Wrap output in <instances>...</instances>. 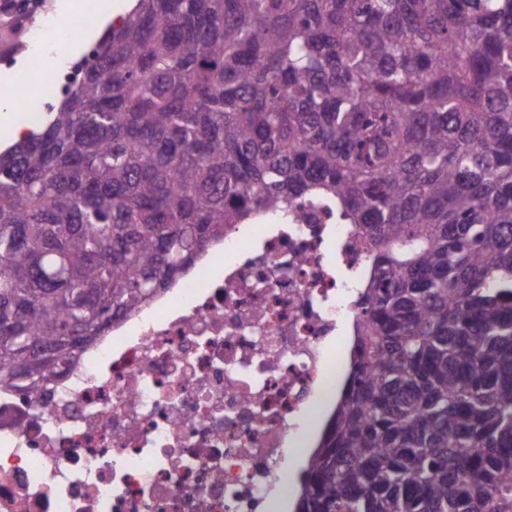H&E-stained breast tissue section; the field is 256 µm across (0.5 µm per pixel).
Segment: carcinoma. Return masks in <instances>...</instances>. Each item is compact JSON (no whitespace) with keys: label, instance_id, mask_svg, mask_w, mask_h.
<instances>
[{"label":"carcinoma","instance_id":"1","mask_svg":"<svg viewBox=\"0 0 512 512\" xmlns=\"http://www.w3.org/2000/svg\"><path fill=\"white\" fill-rule=\"evenodd\" d=\"M0 151V388L253 216L371 265L294 512H512V0H138Z\"/></svg>","mask_w":512,"mask_h":512}]
</instances>
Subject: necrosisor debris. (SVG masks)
Segmentation results:
<instances>
[{
  "instance_id": "1",
  "label": "necrosis or debris",
  "mask_w": 512,
  "mask_h": 512,
  "mask_svg": "<svg viewBox=\"0 0 512 512\" xmlns=\"http://www.w3.org/2000/svg\"><path fill=\"white\" fill-rule=\"evenodd\" d=\"M368 271L328 206L234 225L37 393L0 390V512H287Z\"/></svg>"
}]
</instances>
